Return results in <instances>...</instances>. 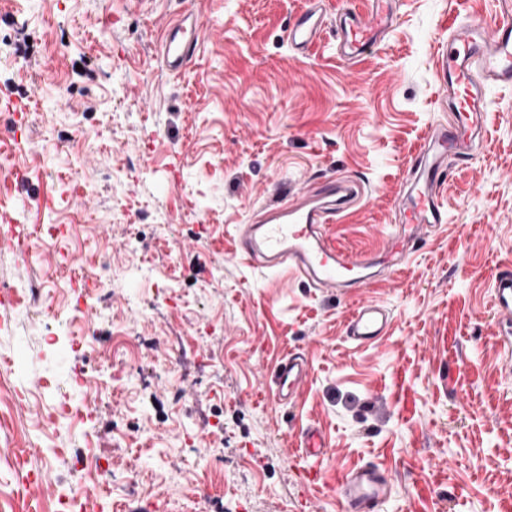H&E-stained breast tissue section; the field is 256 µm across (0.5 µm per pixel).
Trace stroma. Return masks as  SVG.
<instances>
[{
    "label": "stroma",
    "instance_id": "35a3bbf8",
    "mask_svg": "<svg viewBox=\"0 0 512 512\" xmlns=\"http://www.w3.org/2000/svg\"><path fill=\"white\" fill-rule=\"evenodd\" d=\"M308 0H0V225L28 239L0 248V288L43 281L48 315L6 309L0 374L31 397L0 429V512H55L82 490L86 438L112 463L101 512H340L336 479L371 461L394 478L381 512H512V381L503 378L490 286L512 264V88L488 93L483 156L454 167L446 226L363 298L392 312L389 335L345 340L354 298L243 259L238 228L307 182L350 177L364 195L336 223L338 244L382 251L398 196L439 105L434 54L461 13L494 23L493 0H398V18L357 67L333 32L299 56L284 27ZM204 25L186 70L159 53L169 21ZM30 102L22 141L8 102ZM62 224L52 239L37 225ZM94 270V352L66 342L74 267ZM174 270L180 309L157 297ZM141 353L113 363L114 333ZM291 350L309 378L275 404L271 372ZM87 378L68 390L71 369ZM128 384L112 395L114 377ZM92 397L93 421L60 420ZM326 432L321 465L293 444ZM206 437V450L184 436Z\"/></svg>",
    "mask_w": 512,
    "mask_h": 512
}]
</instances>
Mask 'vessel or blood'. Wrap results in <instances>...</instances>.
<instances>
[{
  "label": "vessel or blood",
  "mask_w": 512,
  "mask_h": 512,
  "mask_svg": "<svg viewBox=\"0 0 512 512\" xmlns=\"http://www.w3.org/2000/svg\"><path fill=\"white\" fill-rule=\"evenodd\" d=\"M326 15L322 0H312L300 10L285 32L289 49L303 56L320 45ZM395 16L396 0H362L361 7L345 10L336 23L337 56L350 63L361 61L388 35ZM200 33L199 19L190 15L166 26L161 57L169 71L179 73L188 66ZM436 73L450 120L428 128L410 168L398 222L386 239V250L395 257L393 264L382 269L372 254L336 246L327 227L345 217L357 197L355 185L340 178L301 187L288 202L263 207L241 225V251L270 269L303 276L312 287L342 292L371 287L384 274L396 273L425 235L447 223L445 196L453 165L470 163L482 152L479 135L487 117L488 86H512V5H506L491 27L454 17L436 52ZM492 303L500 320L501 372L511 378V265L495 276ZM391 322L383 303L358 300L347 318L346 338L358 347L375 344L385 337ZM308 377L309 363L303 353L284 356L273 375L275 402H295ZM296 446L303 457L320 463L328 454L329 441L322 429L308 425L297 433ZM337 487L342 512H380L392 494L393 482L386 469L364 463L346 471Z\"/></svg>",
  "instance_id": "b4317fda"
}]
</instances>
